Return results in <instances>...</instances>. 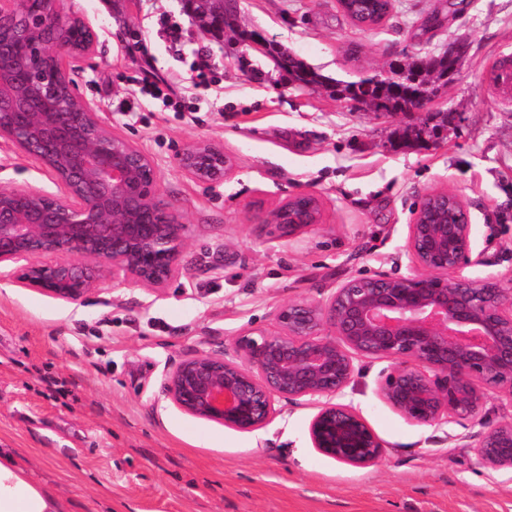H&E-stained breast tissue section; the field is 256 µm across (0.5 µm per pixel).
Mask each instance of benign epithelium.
I'll return each instance as SVG.
<instances>
[{"mask_svg":"<svg viewBox=\"0 0 512 512\" xmlns=\"http://www.w3.org/2000/svg\"><path fill=\"white\" fill-rule=\"evenodd\" d=\"M213 38L224 37L222 0H181ZM72 24L57 0L38 11L0 0V143L52 173L56 192L0 184V265L15 264L16 283L65 303H79L107 276L161 289L187 267L186 225L158 193V170L137 144L112 130L79 96L64 60L88 55L95 36L74 46L59 36ZM179 166L201 184L232 168L224 148L200 141ZM289 196L257 215L281 236L321 223L296 215ZM416 206L405 251L411 275L352 277L324 299L279 306L269 330L245 329L233 353L184 358L164 381L182 413L240 432L264 428L275 403H319L309 424L312 447L341 463L379 462L385 445L352 403L338 401L356 361L388 359L384 403L417 425L477 419L494 393L512 406V285L496 277L458 276L478 262L473 228L464 221L422 223ZM467 447L486 468L512 472V414L483 423Z\"/></svg>","mask_w":512,"mask_h":512,"instance_id":"benign-epithelium-1","label":"benign epithelium"}]
</instances>
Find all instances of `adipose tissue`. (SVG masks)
Returning <instances> with one entry per match:
<instances>
[{"label": "adipose tissue", "instance_id": "adipose-tissue-1", "mask_svg": "<svg viewBox=\"0 0 512 512\" xmlns=\"http://www.w3.org/2000/svg\"><path fill=\"white\" fill-rule=\"evenodd\" d=\"M0 512H65L62 501L0 448Z\"/></svg>", "mask_w": 512, "mask_h": 512}]
</instances>
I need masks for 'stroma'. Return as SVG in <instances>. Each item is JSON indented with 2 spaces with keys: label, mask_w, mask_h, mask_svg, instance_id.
<instances>
[{
  "label": "stroma",
  "mask_w": 512,
  "mask_h": 512,
  "mask_svg": "<svg viewBox=\"0 0 512 512\" xmlns=\"http://www.w3.org/2000/svg\"><path fill=\"white\" fill-rule=\"evenodd\" d=\"M237 3L240 25L333 81L459 45L465 56L426 109L389 115L290 84L232 32L211 39L180 0H57L96 34L76 91L156 162L159 194L187 226L188 268L160 290L108 279L77 305L0 269V448L66 512H512V475L466 446L480 424L409 422L378 396L384 360H360L344 396L386 446L366 468L312 447L316 402L279 401L248 433L168 399L176 364L231 351L242 329L271 328L278 306L360 274L415 273L405 243L429 191L457 194L470 215L483 262L464 276L512 278V89L488 80L512 62V0H393L371 29L338 0ZM147 67L169 100L143 95ZM415 125L440 133L404 141ZM200 140L232 158L224 181L203 185L179 167ZM1 183L57 189L4 144ZM301 191L319 196L321 224L288 238L256 223Z\"/></svg>",
  "instance_id": "obj_1"
}]
</instances>
